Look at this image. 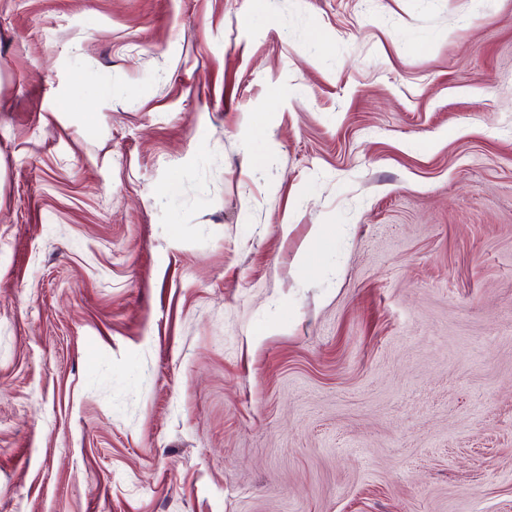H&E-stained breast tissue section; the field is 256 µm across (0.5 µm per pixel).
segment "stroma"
Returning <instances> with one entry per match:
<instances>
[{"label": "stroma", "mask_w": 512, "mask_h": 512, "mask_svg": "<svg viewBox=\"0 0 512 512\" xmlns=\"http://www.w3.org/2000/svg\"><path fill=\"white\" fill-rule=\"evenodd\" d=\"M0 512H512V0H0Z\"/></svg>", "instance_id": "obj_1"}]
</instances>
